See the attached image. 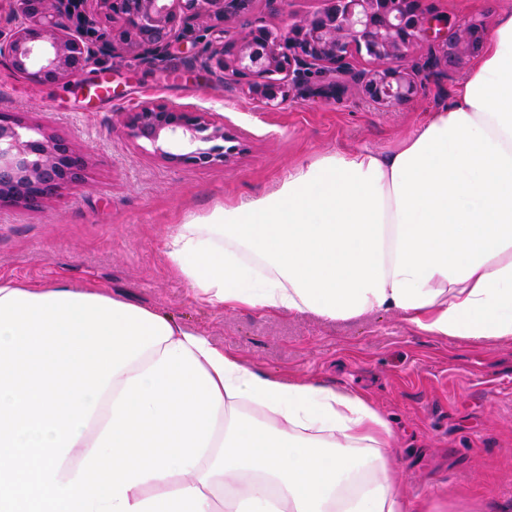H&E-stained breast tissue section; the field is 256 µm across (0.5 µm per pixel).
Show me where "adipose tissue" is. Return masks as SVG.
Segmentation results:
<instances>
[{"label":"adipose tissue","mask_w":512,"mask_h":512,"mask_svg":"<svg viewBox=\"0 0 512 512\" xmlns=\"http://www.w3.org/2000/svg\"><path fill=\"white\" fill-rule=\"evenodd\" d=\"M162 251L196 301L226 310L390 311L436 338L512 341V9L454 99L394 149L298 164L273 191L175 225ZM170 329L112 377L59 482L127 379L181 344L218 385L216 427L190 473L128 489L129 504L196 487L205 512H409L387 464L392 427L365 395L254 371L209 336Z\"/></svg>","instance_id":"adipose-tissue-1"}]
</instances>
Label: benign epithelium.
<instances>
[{
	"label": "benign epithelium",
	"mask_w": 512,
	"mask_h": 512,
	"mask_svg": "<svg viewBox=\"0 0 512 512\" xmlns=\"http://www.w3.org/2000/svg\"><path fill=\"white\" fill-rule=\"evenodd\" d=\"M323 7L281 30L254 21L239 38L224 26L248 18L254 0H78L81 22L72 23V0H15L18 23L0 37V58L28 78L60 81L83 70L96 52L119 44L134 55L167 51L178 24L205 32L207 67L250 95L276 106L286 84L334 100L351 88L378 108L414 98L422 73H445L482 51L484 25L430 14L423 0H322ZM424 41L434 47L424 65L408 63ZM367 59L372 67L359 65ZM126 127L175 164L200 167L228 161L239 136L205 112L149 104ZM185 148L172 153L158 143ZM85 160L64 139L40 126L0 114V206L37 209L69 183L82 179Z\"/></svg>",
	"instance_id": "1"
}]
</instances>
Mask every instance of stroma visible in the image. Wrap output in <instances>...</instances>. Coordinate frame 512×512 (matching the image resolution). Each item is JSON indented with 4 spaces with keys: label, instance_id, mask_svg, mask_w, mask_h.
I'll list each match as a JSON object with an SVG mask.
<instances>
[{
    "label": "stroma",
    "instance_id": "35a3bbf8",
    "mask_svg": "<svg viewBox=\"0 0 512 512\" xmlns=\"http://www.w3.org/2000/svg\"><path fill=\"white\" fill-rule=\"evenodd\" d=\"M425 9L493 25L512 0H424ZM112 77L117 104L86 103L75 83ZM465 68L424 81L410 102L382 110L352 91L341 101L291 95L274 109L225 83L180 46L144 60L98 55L79 79L36 82L0 59V109L69 140L86 159L82 181L38 209L0 207V275L60 281L113 295L200 331L253 369L363 392L390 422L398 490L439 512H512V341L424 336L397 315L326 321L306 314L229 312L198 303L168 269L165 234L229 201L254 196L293 166L336 150L386 152L428 112L448 105ZM152 102L210 113L241 133L230 163L173 165L128 135V113Z\"/></svg>",
    "mask_w": 512,
    "mask_h": 512
}]
</instances>
